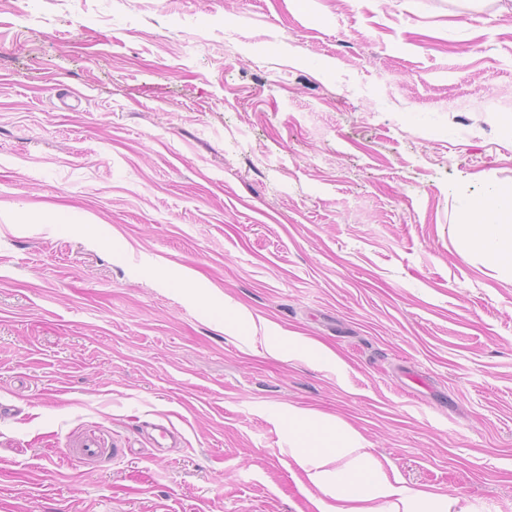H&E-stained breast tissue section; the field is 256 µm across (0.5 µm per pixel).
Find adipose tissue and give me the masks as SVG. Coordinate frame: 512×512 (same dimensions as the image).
Segmentation results:
<instances>
[{
    "instance_id": "adipose-tissue-1",
    "label": "adipose tissue",
    "mask_w": 512,
    "mask_h": 512,
    "mask_svg": "<svg viewBox=\"0 0 512 512\" xmlns=\"http://www.w3.org/2000/svg\"><path fill=\"white\" fill-rule=\"evenodd\" d=\"M458 240L461 256L476 255L512 272V187H500L471 199L461 214ZM288 420L300 436V446L293 453L296 463L330 498L321 512H378L372 502L380 497L391 500L386 512H433L427 496L403 495L388 482L350 427L327 415L295 409L289 411ZM323 438L331 440L330 452L318 448ZM335 455L351 457L346 474L328 470Z\"/></svg>"
}]
</instances>
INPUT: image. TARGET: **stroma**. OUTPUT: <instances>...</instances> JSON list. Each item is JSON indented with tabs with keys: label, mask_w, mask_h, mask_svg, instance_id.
Segmentation results:
<instances>
[{
	"label": "stroma",
	"mask_w": 512,
	"mask_h": 512,
	"mask_svg": "<svg viewBox=\"0 0 512 512\" xmlns=\"http://www.w3.org/2000/svg\"><path fill=\"white\" fill-rule=\"evenodd\" d=\"M511 2L0 0V512H319L292 407L512 512ZM458 226L462 257L476 255L512 275V187L471 199Z\"/></svg>",
	"instance_id": "obj_1"
}]
</instances>
